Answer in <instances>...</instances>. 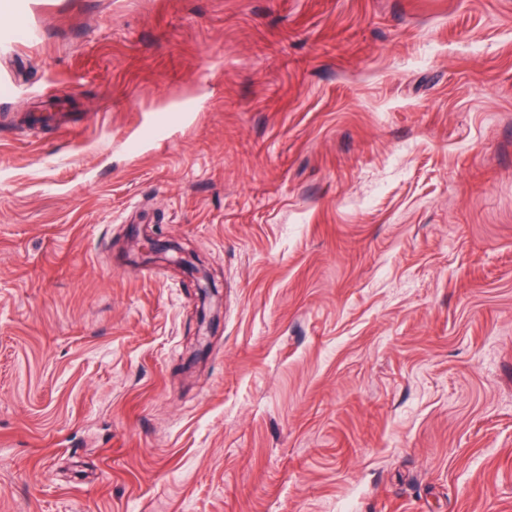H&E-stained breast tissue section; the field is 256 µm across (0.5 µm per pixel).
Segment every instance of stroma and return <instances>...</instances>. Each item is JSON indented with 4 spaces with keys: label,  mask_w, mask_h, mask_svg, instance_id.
Masks as SVG:
<instances>
[{
    "label": "stroma",
    "mask_w": 512,
    "mask_h": 512,
    "mask_svg": "<svg viewBox=\"0 0 512 512\" xmlns=\"http://www.w3.org/2000/svg\"><path fill=\"white\" fill-rule=\"evenodd\" d=\"M346 502L512 512V0H0V512Z\"/></svg>",
    "instance_id": "stroma-1"
}]
</instances>
